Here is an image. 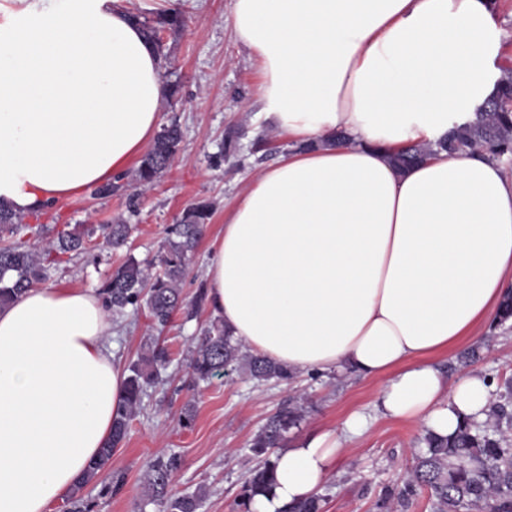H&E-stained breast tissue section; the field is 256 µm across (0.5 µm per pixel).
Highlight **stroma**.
Returning <instances> with one entry per match:
<instances>
[{
    "mask_svg": "<svg viewBox=\"0 0 512 512\" xmlns=\"http://www.w3.org/2000/svg\"><path fill=\"white\" fill-rule=\"evenodd\" d=\"M231 7L232 0H178L187 23L180 31L163 35L169 56L163 81L173 91L161 100L160 122H179L182 147L160 180L138 194L139 215L125 247L101 251L96 261L88 255L74 258L50 270L46 285L101 289L126 254L153 259L167 227L177 222L182 210L207 201L212 215L182 284L184 297H195L205 280L214 238L224 228L225 213L259 174L291 149L286 135L259 118L260 75L228 22ZM231 127L243 130L240 148L222 161L218 155L224 132ZM259 136L265 138L266 148L256 153L252 142ZM128 202L124 191L102 199L85 192L55 202L43 222L57 230L68 224H107L126 214ZM211 318L206 305L197 319L188 321L178 314L164 328L153 325L143 307L113 315L111 341L121 364L136 360L150 338L169 348L172 361L149 388L128 438L112 457V470L126 476L123 489L105 495L100 485L86 487L94 512H159L157 505L146 502L140 483L147 463L159 454L178 459L174 491L209 488L201 512H237V496L254 465L249 444L266 418L292 399L308 409L299 429L288 436L292 443L313 429L340 427L351 412L371 414L363 434L345 441L343 462L329 472L321 494L323 512H380L379 502L407 478L422 445V430L415 423L374 414L382 379H327L304 373L291 384L259 385L233 371L190 386L187 363L201 328ZM474 346L479 356L471 370L491 376L498 393L512 392V327L488 328ZM189 401L197 415L193 426L186 428L180 413Z\"/></svg>",
    "mask_w": 512,
    "mask_h": 512,
    "instance_id": "obj_1",
    "label": "stroma"
}]
</instances>
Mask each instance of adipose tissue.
<instances>
[{
	"instance_id": "ef3b65f1",
	"label": "adipose tissue",
	"mask_w": 512,
	"mask_h": 512,
	"mask_svg": "<svg viewBox=\"0 0 512 512\" xmlns=\"http://www.w3.org/2000/svg\"><path fill=\"white\" fill-rule=\"evenodd\" d=\"M262 75L261 114L302 143L224 218L206 268L226 331L290 374L383 378L374 408L439 436L484 421L482 374L436 355L477 340L512 290V167L437 143L501 76L489 0H232ZM161 61L122 0H26L0 19V199L31 213L111 180L152 142ZM346 143L312 148L333 132ZM112 318L83 288L29 289L0 308V512H49L112 434L126 373ZM365 414L281 449L282 512L318 494ZM433 152L434 149L430 144L414 143L394 153L391 161L395 168L402 170L421 162Z\"/></svg>"
}]
</instances>
